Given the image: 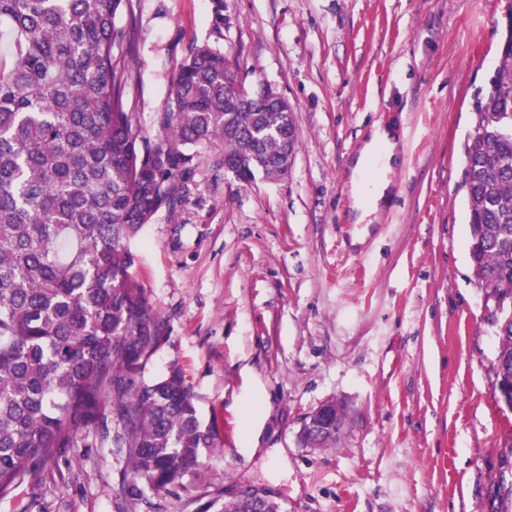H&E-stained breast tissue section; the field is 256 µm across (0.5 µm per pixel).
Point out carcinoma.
Segmentation results:
<instances>
[{
  "instance_id": "obj_1",
  "label": "carcinoma",
  "mask_w": 512,
  "mask_h": 512,
  "mask_svg": "<svg viewBox=\"0 0 512 512\" xmlns=\"http://www.w3.org/2000/svg\"><path fill=\"white\" fill-rule=\"evenodd\" d=\"M127 0H0V497L78 431L100 428L138 498L206 465L202 424L181 371L148 379L164 324L133 279L130 243L190 174L191 150L224 143V166L249 184L284 175L296 150L292 109L243 100L224 53L195 48L181 66L160 134L126 108L133 75L115 18ZM466 145L469 258L498 305L493 371L512 383V20L500 65L478 91ZM344 416L309 448L335 445Z\"/></svg>"
}]
</instances>
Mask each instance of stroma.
<instances>
[{
  "instance_id": "1",
  "label": "stroma",
  "mask_w": 512,
  "mask_h": 512,
  "mask_svg": "<svg viewBox=\"0 0 512 512\" xmlns=\"http://www.w3.org/2000/svg\"><path fill=\"white\" fill-rule=\"evenodd\" d=\"M512 0H129L127 108L159 131L193 47L293 108L287 174L246 185L194 149L181 202L131 250L165 325L147 374L182 369L216 448L201 473L131 499L124 459L62 448L0 512H221L258 487L282 512H505L512 410L468 254L465 148ZM399 145L392 201L354 223L349 166L374 127ZM345 409L332 448L304 417ZM344 420V412L342 411L337 421V430H336V421L332 422L329 426L328 433L319 437L313 431L308 430L307 427H303L300 433V441L309 448H327L332 447L336 443V437L340 433Z\"/></svg>"
}]
</instances>
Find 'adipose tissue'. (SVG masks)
<instances>
[{"instance_id": "adipose-tissue-1", "label": "adipose tissue", "mask_w": 512, "mask_h": 512, "mask_svg": "<svg viewBox=\"0 0 512 512\" xmlns=\"http://www.w3.org/2000/svg\"><path fill=\"white\" fill-rule=\"evenodd\" d=\"M397 160L398 144L392 134L375 128L353 162L350 184L356 223H363L370 214L390 203L388 175Z\"/></svg>"}]
</instances>
